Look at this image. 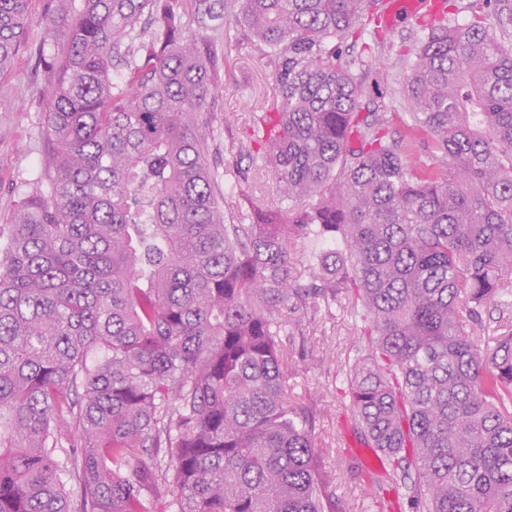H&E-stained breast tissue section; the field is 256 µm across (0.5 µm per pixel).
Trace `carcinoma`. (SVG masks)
Listing matches in <instances>:
<instances>
[{"label": "carcinoma", "mask_w": 512, "mask_h": 512, "mask_svg": "<svg viewBox=\"0 0 512 512\" xmlns=\"http://www.w3.org/2000/svg\"><path fill=\"white\" fill-rule=\"evenodd\" d=\"M72 2L45 0V40ZM382 3L82 0L39 52L47 190L0 229V512H152L160 487L178 512H333L277 314L343 290L380 512L396 486L412 512H512V329L475 341L487 303L512 308V44L488 24L512 11L430 25L405 111L363 112L339 47ZM28 14L0 0V77ZM243 44L275 95L242 148L285 207L233 200L213 160ZM296 239L331 243L302 255L311 291L288 279Z\"/></svg>", "instance_id": "carcinoma-1"}]
</instances>
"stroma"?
I'll return each instance as SVG.
<instances>
[{
  "mask_svg": "<svg viewBox=\"0 0 512 512\" xmlns=\"http://www.w3.org/2000/svg\"><path fill=\"white\" fill-rule=\"evenodd\" d=\"M420 21L393 29L380 27L382 42L364 50L362 44L342 45L344 58L365 56L362 72L364 103L374 107L400 98L411 75L419 45ZM44 81L34 73L29 51L0 79V226L12 223L16 203L27 193L46 189L44 168ZM273 78L249 47L233 50L224 67L222 113L226 127L216 154L218 163L238 165L234 196L275 206L280 194L272 176L239 153L237 144L253 112L270 103ZM283 327L281 349L292 387L291 400L311 408L316 416L313 443L322 473L336 493L338 512H362L364 496L363 441L351 424L347 400L339 392L340 373L358 345L355 329L343 306L326 307L321 298L288 304L277 314Z\"/></svg>",
  "mask_w": 512,
  "mask_h": 512,
  "instance_id": "stroma-1",
  "label": "stroma"
}]
</instances>
